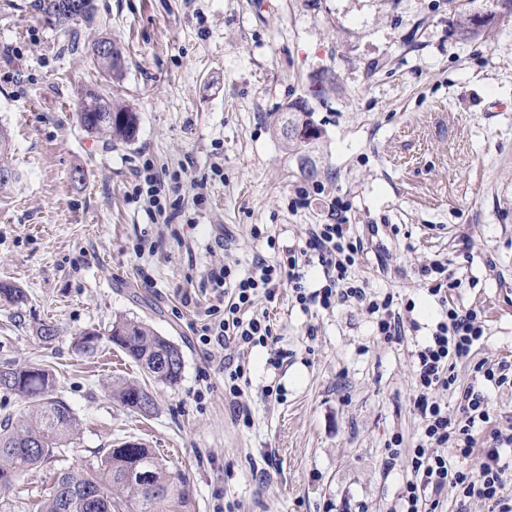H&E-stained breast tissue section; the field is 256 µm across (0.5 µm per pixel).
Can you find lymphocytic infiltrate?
<instances>
[{
  "mask_svg": "<svg viewBox=\"0 0 512 512\" xmlns=\"http://www.w3.org/2000/svg\"><path fill=\"white\" fill-rule=\"evenodd\" d=\"M187 181L186 169L161 179L151 161H144L134 172L131 203L143 208L151 218L170 220L177 195ZM361 239L353 237L347 224L312 225L302 247H286L274 259L259 256L247 271L221 265L211 269L208 280L223 305L200 309L196 341L205 347L223 346L232 341L241 348L275 343L277 333L269 316L252 315L257 297L274 299L279 288H290L302 310L317 307L330 310L352 304L374 316L377 333L392 341L405 333L408 313L394 306L393 294L375 295L352 275L357 256L363 252ZM321 267L324 283L309 287L304 269ZM430 295L437 297L443 315L429 340L415 353L413 410L422 425L423 447L414 449L409 461L411 477L398 494L393 512H436L445 488L454 487L461 502L474 499L487 504L489 512H512V425L495 430L490 447L475 450L473 431L490 421L488 398L481 385L512 386V364L500 362L490 367L477 363L474 383L465 388L457 412L438 401L437 391L456 389L453 365L470 355L485 333L476 311L462 310L448 299L449 282L443 263L422 265ZM476 459L478 474H471L464 463Z\"/></svg>",
  "mask_w": 512,
  "mask_h": 512,
  "instance_id": "f902f5d3",
  "label": "lymphocytic infiltrate"
}]
</instances>
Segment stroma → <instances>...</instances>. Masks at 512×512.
Returning a JSON list of instances; mask_svg holds the SVG:
<instances>
[{"label":"stroma","instance_id":"35a3bbf8","mask_svg":"<svg viewBox=\"0 0 512 512\" xmlns=\"http://www.w3.org/2000/svg\"><path fill=\"white\" fill-rule=\"evenodd\" d=\"M33 2L0 0V127L20 175L0 191V281L29 298L21 325L0 303V367L50 370L80 429L63 457L0 491V512H36L57 473L127 439L183 474L179 512H391L422 439L414 354L441 317L422 264L445 262L461 282L449 300L485 322L456 363L459 386L477 361L512 362V21L463 40L460 0H94V26L71 52ZM101 36L123 54L117 78L93 64L87 44ZM325 69L339 86L312 103L311 178L273 120ZM89 88L136 111L133 140L81 128ZM147 159L160 172L187 165L196 181L167 225L127 199ZM316 185L318 200L294 207L296 189ZM337 198L365 247L354 276L414 303L420 329L389 342L361 308L305 312L280 289L256 304L278 340L249 355L243 423L182 295L211 303L213 265L245 269L266 252L252 227L303 245ZM143 238L160 248L138 259ZM121 317L183 352L181 380L152 383L148 416L108 394L113 378L143 376L105 339ZM43 321L60 330L52 342L33 332ZM88 329L104 336L92 356L73 347Z\"/></svg>","mask_w":512,"mask_h":512}]
</instances>
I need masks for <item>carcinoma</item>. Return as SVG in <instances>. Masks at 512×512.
<instances>
[{"label": "carcinoma", "instance_id": "1", "mask_svg": "<svg viewBox=\"0 0 512 512\" xmlns=\"http://www.w3.org/2000/svg\"><path fill=\"white\" fill-rule=\"evenodd\" d=\"M497 6L498 10L483 15L461 14L458 21L461 38L469 39L512 18V0H497ZM33 7L69 29L73 50L80 46L79 29L94 22L93 0H34ZM90 50L103 72L116 75L122 72L124 59L111 39H93ZM337 87L336 74L322 71L321 78L310 85L309 97L289 105L291 111L275 121L274 128L284 138L288 150L298 151L306 146V141L286 134L289 125L303 123L314 130L315 139H320L321 130L312 119L310 99H320ZM77 120L91 134H105L124 141L135 136L138 124L137 113L132 108L110 105L91 89L81 97ZM8 148L9 134L0 128V189L19 180L18 172L9 162ZM0 300L13 307L15 318H24L28 296L23 288L0 282ZM109 338L154 381L174 385L181 378L184 365L181 350L146 323L118 319L112 323ZM0 389L21 397L25 403L24 414L0 421L2 488L13 484L27 469L62 456L64 448L74 440L78 420L71 408L55 396V380L45 369L1 367ZM112 398L140 415L151 414L156 406L149 389L134 380L113 381ZM172 498L184 503V491L178 488L175 477L143 443L126 440L102 452L86 468L59 472L37 512H163Z\"/></svg>", "mask_w": 512, "mask_h": 512}]
</instances>
